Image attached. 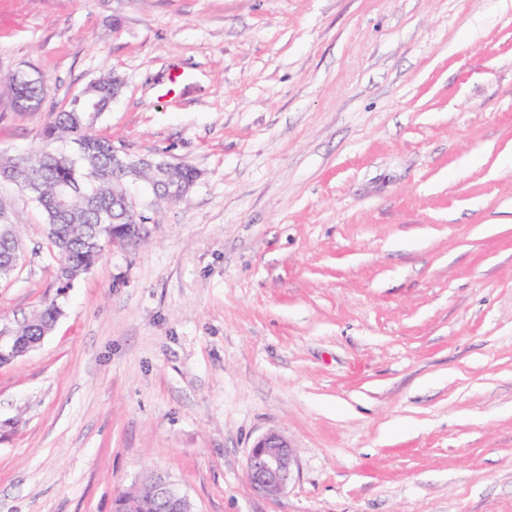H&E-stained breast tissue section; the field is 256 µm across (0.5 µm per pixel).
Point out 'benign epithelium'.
Returning a JSON list of instances; mask_svg holds the SVG:
<instances>
[{
	"mask_svg": "<svg viewBox=\"0 0 512 512\" xmlns=\"http://www.w3.org/2000/svg\"><path fill=\"white\" fill-rule=\"evenodd\" d=\"M16 342L10 330L0 331V357L11 362L18 358ZM295 458L288 439L276 431L261 436L250 448L246 459L247 478L253 490L267 498H277L288 489ZM148 497L160 502L162 512H194L187 496L169 486L164 477L147 490Z\"/></svg>",
	"mask_w": 512,
	"mask_h": 512,
	"instance_id": "1",
	"label": "benign epithelium"
}]
</instances>
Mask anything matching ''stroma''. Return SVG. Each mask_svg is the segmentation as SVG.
<instances>
[{
	"label": "stroma",
	"instance_id": "35a3bbf8",
	"mask_svg": "<svg viewBox=\"0 0 512 512\" xmlns=\"http://www.w3.org/2000/svg\"><path fill=\"white\" fill-rule=\"evenodd\" d=\"M110 74L98 130L201 177L130 185L148 244L62 295L0 186V328L62 308L0 366V512H112L152 473L195 512H512V0H0V153ZM15 103L28 112H41L44 103V83L38 77H20L9 82ZM23 248L19 224L0 222V279H9L19 267ZM60 314L61 306L57 298H52L46 301L43 308L35 313L31 319L24 320L18 323L14 329H11L15 333L13 335L21 336L22 338L33 339L36 336H40L37 340L30 342L28 350L23 355L43 341L45 336L42 335L55 324ZM294 463L288 439L270 431L261 436L247 454V478L255 492L267 498H277L288 489Z\"/></svg>",
	"mask_w": 512,
	"mask_h": 512
}]
</instances>
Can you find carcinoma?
<instances>
[{
    "label": "carcinoma",
    "instance_id": "1",
    "mask_svg": "<svg viewBox=\"0 0 512 512\" xmlns=\"http://www.w3.org/2000/svg\"><path fill=\"white\" fill-rule=\"evenodd\" d=\"M15 103L28 112H39L44 103V83L20 77L9 83ZM121 88L119 79L100 78L72 96L67 106L50 111L41 130L42 146L15 155H0V183L27 193L45 214L47 239L57 258L58 292L73 286L103 258L112 245V225L128 226L134 236L148 217L128 194L134 182L148 184L153 193L172 195L189 191L200 173L185 164L169 165L161 158H131L124 173L112 165L120 153L112 139L99 134L97 123ZM51 143L63 147L50 149ZM23 248L19 225L0 222V279L10 278L19 267ZM61 314L52 298L12 332L32 339L51 328ZM116 512H155L152 500L128 492Z\"/></svg>",
    "mask_w": 512,
    "mask_h": 512
}]
</instances>
